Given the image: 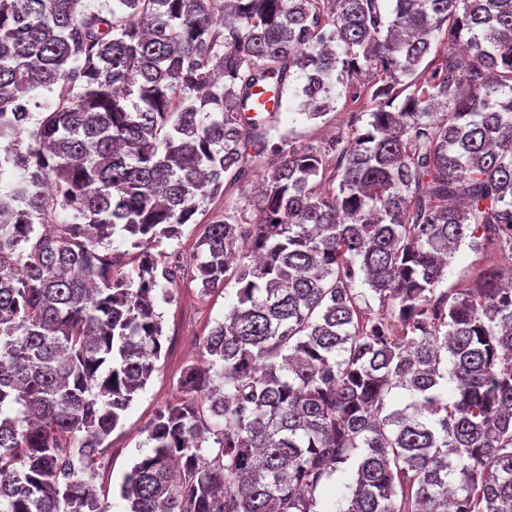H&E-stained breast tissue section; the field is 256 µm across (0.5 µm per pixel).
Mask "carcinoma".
<instances>
[{
    "label": "carcinoma",
    "instance_id": "cac0c4a2",
    "mask_svg": "<svg viewBox=\"0 0 512 512\" xmlns=\"http://www.w3.org/2000/svg\"><path fill=\"white\" fill-rule=\"evenodd\" d=\"M363 71L365 129L271 143ZM2 139L0 512H112L92 480L185 266L153 249L272 150L258 221L189 257L235 298L126 512H320L347 466L336 512H512V288H440L465 242L512 256V0H0Z\"/></svg>",
    "mask_w": 512,
    "mask_h": 512
}]
</instances>
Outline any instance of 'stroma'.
I'll return each mask as SVG.
<instances>
[{"instance_id": "1", "label": "stroma", "mask_w": 512, "mask_h": 512, "mask_svg": "<svg viewBox=\"0 0 512 512\" xmlns=\"http://www.w3.org/2000/svg\"><path fill=\"white\" fill-rule=\"evenodd\" d=\"M367 121L368 116L362 108L340 99L333 110L317 120L310 121L305 116L283 111L271 137L275 140L286 137L289 146L295 148L320 147L363 128ZM277 162V157L268 156L227 197L215 199L200 208L190 223L182 225L178 239L162 241L159 252L190 255L206 225L223 218L224 210L228 207L236 209L243 221L255 222L258 218L256 186ZM194 274V267H186L179 288L174 289L171 296L159 293L154 296L155 310L160 314L164 328L156 370L145 390L139 393L126 412L122 429L113 433L106 464L94 478L98 491L107 492L112 512H124L125 504L119 496V485L139 456L148 422L161 406L175 397L176 383L181 373L187 365L199 361L204 338L217 321L223 320L234 299V293L230 290L200 296Z\"/></svg>"}]
</instances>
